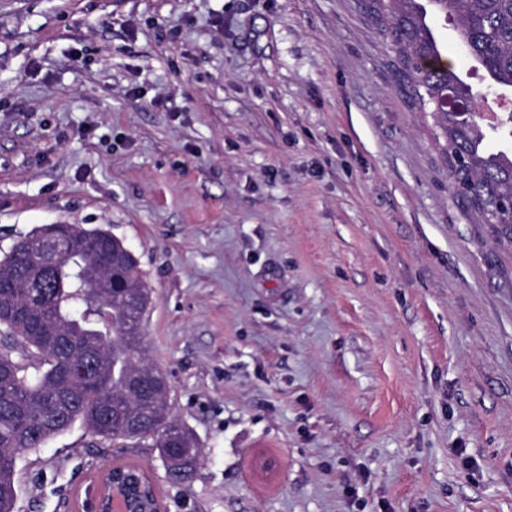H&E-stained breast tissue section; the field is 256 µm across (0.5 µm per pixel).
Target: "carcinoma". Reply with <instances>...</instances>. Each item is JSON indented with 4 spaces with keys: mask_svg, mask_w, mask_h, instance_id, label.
<instances>
[{
    "mask_svg": "<svg viewBox=\"0 0 512 512\" xmlns=\"http://www.w3.org/2000/svg\"><path fill=\"white\" fill-rule=\"evenodd\" d=\"M396 70L414 108L432 114L456 201L512 243V156L490 154L478 122L461 114L474 91L443 57L428 14L455 22L466 53L490 85L512 88V0H372ZM54 233L83 242L46 269L35 267ZM0 327L19 347L0 352V512H14L17 462L81 422L112 440H151L160 449L174 421L168 392L158 399L132 384L133 352L146 358L142 319L150 303L139 264L112 234L77 224L47 225L0 261Z\"/></svg>",
    "mask_w": 512,
    "mask_h": 512,
    "instance_id": "carcinoma-1",
    "label": "carcinoma"
}]
</instances>
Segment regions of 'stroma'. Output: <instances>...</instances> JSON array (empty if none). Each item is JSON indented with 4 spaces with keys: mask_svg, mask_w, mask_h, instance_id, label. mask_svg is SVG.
I'll use <instances>...</instances> for the list:
<instances>
[{
    "mask_svg": "<svg viewBox=\"0 0 512 512\" xmlns=\"http://www.w3.org/2000/svg\"><path fill=\"white\" fill-rule=\"evenodd\" d=\"M369 0H0V260L107 230L195 435L82 424L17 464L74 512L107 464L165 512H512V244L461 208Z\"/></svg>",
    "mask_w": 512,
    "mask_h": 512,
    "instance_id": "1",
    "label": "stroma"
}]
</instances>
